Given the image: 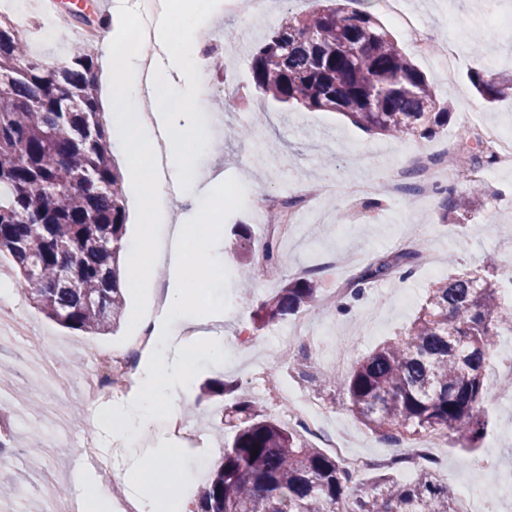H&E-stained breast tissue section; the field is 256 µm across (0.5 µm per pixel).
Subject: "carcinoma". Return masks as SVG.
I'll list each match as a JSON object with an SVG mask.
<instances>
[{
    "instance_id": "obj_1",
    "label": "carcinoma",
    "mask_w": 512,
    "mask_h": 512,
    "mask_svg": "<svg viewBox=\"0 0 512 512\" xmlns=\"http://www.w3.org/2000/svg\"><path fill=\"white\" fill-rule=\"evenodd\" d=\"M97 54L81 39L51 64L31 55L15 22L0 18V257L10 261L40 313L89 335H105L125 307L121 254L127 233L122 176L111 154L98 100ZM257 91L310 111L338 112L368 132L428 140L448 121V108L426 76L376 17L335 0L305 14H286L252 56ZM482 98L505 94L512 80L472 74ZM464 166L495 163L479 147L457 153ZM446 211L481 205L479 185L467 194L445 189ZM297 199L272 210L284 222ZM234 252L250 272L280 275L279 243L252 259L249 229L235 233ZM416 247L379 258L336 297L348 309L364 286L414 264ZM318 272L284 280L253 318L258 330L318 306ZM512 330V303L475 274L450 276L427 290L411 326L361 356L337 379L349 411L391 444L440 431L469 454L486 426L485 370L502 329ZM222 396L232 436L222 462L191 512H459L434 464L412 478L378 465L358 483L334 457L296 429L265 414L237 380L216 379L198 401Z\"/></svg>"
}]
</instances>
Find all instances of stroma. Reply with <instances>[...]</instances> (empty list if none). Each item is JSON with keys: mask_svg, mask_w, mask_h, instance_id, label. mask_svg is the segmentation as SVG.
<instances>
[{"mask_svg": "<svg viewBox=\"0 0 512 512\" xmlns=\"http://www.w3.org/2000/svg\"><path fill=\"white\" fill-rule=\"evenodd\" d=\"M25 4L31 51L48 60L67 57L78 30L62 22L58 12H46L42 0H25ZM403 5L418 15L434 42L458 45L455 81L450 84L434 58L415 51L397 20L381 10L375 13L449 106L447 122L428 141L412 136L396 140L370 133L335 112L301 107L287 111L255 91L251 71L255 41L274 27L281 15L308 13L316 8V0H268L266 8L249 22L220 15L205 28L210 39L224 44V68L210 71L199 110L222 119L225 189L281 195L305 186L315 193L305 223H293L281 240V279L294 277L296 267L316 265L323 255L344 249L359 254L360 265L323 273L325 286L343 287L359 273L361 265L401 251L402 241L420 224L428 228L425 248L438 256L437 274L427 273L417 262L407 276L370 284L348 310H310L314 334L302 346L309 353L311 370L317 372L333 368L326 336L354 321L363 309L377 306L381 313L374 333L350 337L347 355L352 362L409 327L436 278L483 267L501 287L512 276V168L491 166L494 182L485 189L484 204L469 212H446L440 194L426 202L386 197L375 206L355 200L351 194L353 187L375 186L390 164L404 163L425 152L439 153L451 143L461 144L469 118L512 128V95L486 103L469 78L476 69L496 76L512 75V61L506 59L512 54V32H495L484 26L500 0H403ZM47 25L56 30L55 39L42 38L41 31ZM214 223L226 238L234 225H248L255 247L263 244L270 232L268 215L254 214L248 207L222 209ZM164 278V270L159 269L143 288L127 290L126 310L116 332L90 336L46 319L33 308L10 266H0V303L12 309L16 321L35 339L31 345L13 343L9 329L0 327V365L12 371V398L18 410L7 456L0 460V512H43L46 500L55 498L60 485L80 494L90 479L113 487L111 472L101 471L86 456L82 444L87 437H95L100 450L119 463L150 449L170 446V439L151 434L142 446L116 447L111 433L98 422L100 411L114 404L115 396L106 394L90 403L81 391L82 379L91 368L89 350L115 351L136 336L138 321L152 309L156 287ZM239 281L235 273L225 281L229 301L222 324L205 327L209 333L223 330L224 363L218 366L207 358H197L194 381L199 384L222 376L245 382L267 413L281 420L285 414L275 400V385L303 390L307 384L279 358L280 349L272 337L280 330V323L259 330L252 323L260 301L273 294L281 280L254 277L246 294L240 291ZM256 362L264 363L271 372L268 388L250 380L249 369ZM51 369L65 377L64 386L47 383L45 375ZM317 400L326 408L330 426L348 440L352 451L373 457L386 451V443L348 411L342 388L318 395ZM486 411L489 427L481 448L465 459L456 449L443 447L437 451L436 463L439 469H456L463 478L474 476L491 487L512 476V404L493 399ZM180 417L199 432L201 442L198 448L181 449L174 461L177 471H196L200 451L222 457L217 405L205 403L199 409L181 411ZM34 430L45 437L42 460L36 466L28 461L29 435Z\"/></svg>", "mask_w": 512, "mask_h": 512, "instance_id": "1", "label": "stroma"}]
</instances>
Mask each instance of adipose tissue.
<instances>
[{
  "label": "adipose tissue",
  "instance_id": "ef3b65f1",
  "mask_svg": "<svg viewBox=\"0 0 512 512\" xmlns=\"http://www.w3.org/2000/svg\"><path fill=\"white\" fill-rule=\"evenodd\" d=\"M141 24L142 17L129 0H115L101 28V49L107 62L102 109L112 141L139 176L144 201L145 229L127 249L123 285L141 287L155 266L167 267L171 274L164 305L152 319V350L133 371L135 404H116L99 415L113 437L129 438L135 445L151 432L160 409L177 410L189 400L198 354L223 363V338H198L185 348L175 339L190 325L223 316L228 303L224 290L227 260L219 255L221 239L199 230L216 212V194L224 181L222 175L199 165L219 135L197 110L202 95L199 69L205 64L197 50V30H178L171 22H157L152 35L161 54L147 79L142 59L128 40ZM160 147L166 154L161 173L154 165ZM172 201L180 211L179 219L167 241L160 243L151 229L155 211ZM118 478L127 485V498L138 512H177L182 506L180 482L167 457H141L133 470L119 472Z\"/></svg>",
  "mask_w": 512,
  "mask_h": 512
}]
</instances>
